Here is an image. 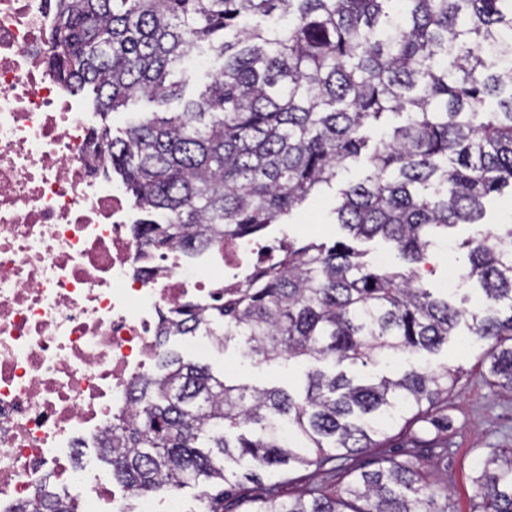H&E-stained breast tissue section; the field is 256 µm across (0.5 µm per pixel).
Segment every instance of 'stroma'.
<instances>
[{"label":"stroma","instance_id":"1","mask_svg":"<svg viewBox=\"0 0 512 512\" xmlns=\"http://www.w3.org/2000/svg\"><path fill=\"white\" fill-rule=\"evenodd\" d=\"M364 174L363 162L349 164L339 172L332 186L322 189L296 210L289 223L271 225L255 234V241L273 244L286 237L304 243L313 239L330 242L340 238L342 231L333 214L339 191L346 183L357 181ZM472 232L471 225H458L447 239L439 241L433 248L429 258L431 271L423 276L427 287L450 288L452 274L449 267L456 264L457 259L449 246ZM466 331V326H459L457 335L449 337L447 343L432 354L408 356L395 365H358L348 369L349 374L367 379L426 364H445L456 370L457 380L448 394V415L452 421L448 432V458L435 461L433 470L436 481L447 482L456 512L472 510L475 478L484 449L512 448V393L485 383L479 368L484 346L467 336ZM163 350L178 353L184 360L208 365L226 382L260 388L297 390L306 372L314 366L313 361L307 359L288 364L250 358L235 340L212 350L193 351L184 337L169 336L163 341Z\"/></svg>","mask_w":512,"mask_h":512}]
</instances>
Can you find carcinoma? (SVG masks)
Returning <instances> with one entry per match:
<instances>
[{
  "label": "carcinoma",
  "instance_id": "obj_1",
  "mask_svg": "<svg viewBox=\"0 0 512 512\" xmlns=\"http://www.w3.org/2000/svg\"><path fill=\"white\" fill-rule=\"evenodd\" d=\"M47 60L71 91H88L106 117L144 98V112L99 147L145 213L137 235L157 248L210 246L291 215L351 161L368 173L339 190L344 238L288 244L210 314L191 309L162 335L216 323L249 357L366 366L433 352L461 321L486 344L492 387L512 390V228L484 226L456 243L460 277L483 303L456 307L424 287L420 265L459 224H481L486 200L512 188V0H55ZM201 49L220 67L194 98L184 62ZM390 114L406 115L397 126ZM381 236L407 267L381 270L352 242ZM446 365L357 382L311 369L294 391L228 384L169 354L130 388L132 411L101 448L112 477L134 495L211 482L208 512L241 498L247 512H454L430 460L448 437L417 435L411 450L354 463L390 430L429 422L448 432ZM331 467L341 491L311 487L256 498L244 482L275 469ZM473 512H512V448L481 459ZM33 512H75L49 492Z\"/></svg>",
  "mask_w": 512,
  "mask_h": 512
}]
</instances>
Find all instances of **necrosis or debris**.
<instances>
[{
  "mask_svg": "<svg viewBox=\"0 0 512 512\" xmlns=\"http://www.w3.org/2000/svg\"><path fill=\"white\" fill-rule=\"evenodd\" d=\"M53 20V0H0V512L50 481L79 512H124L127 490L71 459L130 409L163 320L223 303L254 250L239 236L159 252L134 233L93 113L46 68Z\"/></svg>",
  "mask_w": 512,
  "mask_h": 512,
  "instance_id": "4bbe7bcc",
  "label": "necrosis or debris"
}]
</instances>
